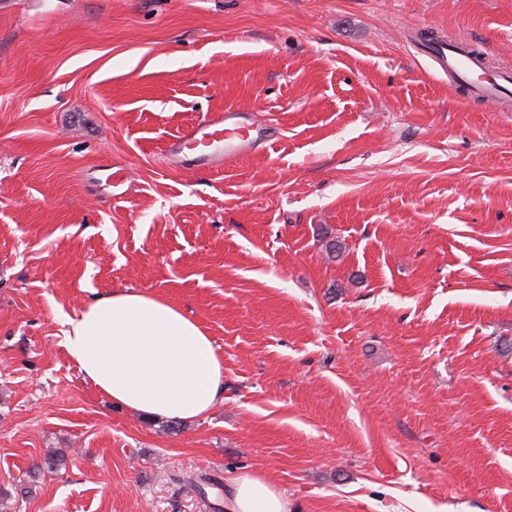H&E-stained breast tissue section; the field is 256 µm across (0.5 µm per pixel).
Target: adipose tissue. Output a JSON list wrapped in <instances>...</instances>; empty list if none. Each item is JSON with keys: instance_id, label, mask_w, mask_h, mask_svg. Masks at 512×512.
Segmentation results:
<instances>
[{"instance_id": "obj_1", "label": "adipose tissue", "mask_w": 512, "mask_h": 512, "mask_svg": "<svg viewBox=\"0 0 512 512\" xmlns=\"http://www.w3.org/2000/svg\"><path fill=\"white\" fill-rule=\"evenodd\" d=\"M69 355L113 403L191 422L224 399V360L205 329L150 293L115 289L67 323ZM228 512H289L264 475L244 471L228 486Z\"/></svg>"}]
</instances>
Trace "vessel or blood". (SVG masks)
<instances>
[{"label":"vessel or blood","mask_w":512,"mask_h":512,"mask_svg":"<svg viewBox=\"0 0 512 512\" xmlns=\"http://www.w3.org/2000/svg\"><path fill=\"white\" fill-rule=\"evenodd\" d=\"M429 54L438 66L452 74L454 79L467 85L483 98L497 103L512 91V70L497 71L493 78H484V62L481 57L463 48L454 41H442L429 49ZM182 140L205 141L212 148H223L225 156L235 155L243 146V135L234 120L233 112L217 113L202 127L186 129Z\"/></svg>","instance_id":"vessel-or-blood-1"}]
</instances>
